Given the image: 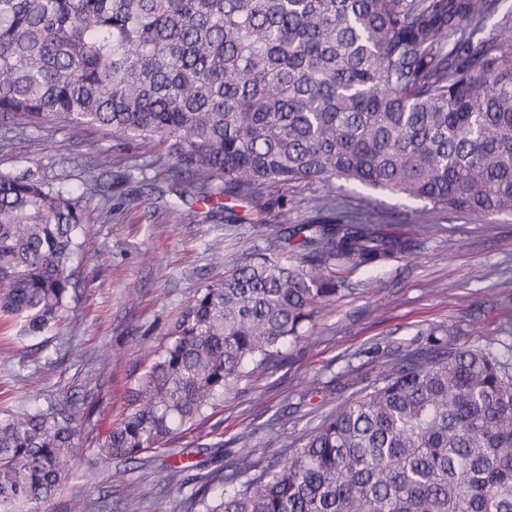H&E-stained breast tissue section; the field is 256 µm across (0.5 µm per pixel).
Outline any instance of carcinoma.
<instances>
[{
  "label": "carcinoma",
  "instance_id": "1",
  "mask_svg": "<svg viewBox=\"0 0 512 512\" xmlns=\"http://www.w3.org/2000/svg\"><path fill=\"white\" fill-rule=\"evenodd\" d=\"M500 0H0V122L62 115L159 139L196 194L335 180L475 216L512 213V11ZM79 200L0 173V315L40 333L68 308ZM299 262L281 260V242ZM330 212L266 238L199 289L97 456L134 461L193 428L339 291L336 268L413 254ZM405 350L378 382L268 457L245 448L204 512H512V376L481 350ZM252 371H247V367ZM70 399L0 418V512L70 479Z\"/></svg>",
  "mask_w": 512,
  "mask_h": 512
}]
</instances>
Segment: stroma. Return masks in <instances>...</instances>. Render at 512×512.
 <instances>
[{
	"label": "stroma",
	"mask_w": 512,
	"mask_h": 512,
	"mask_svg": "<svg viewBox=\"0 0 512 512\" xmlns=\"http://www.w3.org/2000/svg\"><path fill=\"white\" fill-rule=\"evenodd\" d=\"M89 155L100 160L93 188L82 169ZM0 172L64 188L84 212L64 317L35 335L0 320V411L75 396L92 403L69 484L36 512H128L132 491L139 512H186L195 485L170 477L169 463L204 448L229 471L239 448L282 451L377 382L395 351L425 347L434 329L447 331L449 345L492 353L512 368V213L440 211L339 180L267 184L247 198L203 201L164 148L149 151L60 116L0 128ZM319 202L371 212L374 223L418 247L381 267L342 272L335 302L305 328L309 342L282 346L278 366L238 381L198 427L124 463V476L115 477L96 445L171 323L198 289L262 244L265 225L314 222Z\"/></svg>",
	"instance_id": "obj_1"
}]
</instances>
